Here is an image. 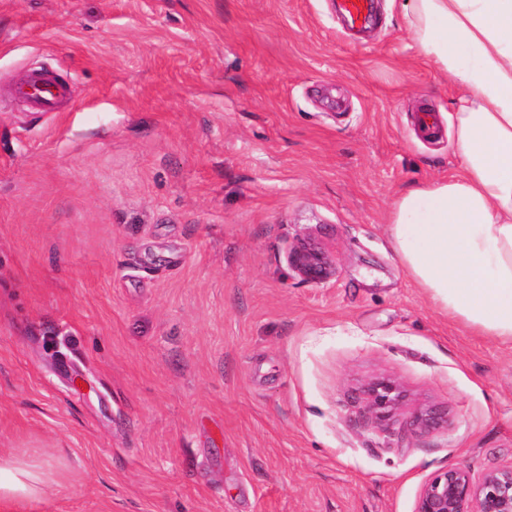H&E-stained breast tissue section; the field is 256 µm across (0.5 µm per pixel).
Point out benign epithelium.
<instances>
[{"label": "benign epithelium", "mask_w": 512, "mask_h": 512, "mask_svg": "<svg viewBox=\"0 0 512 512\" xmlns=\"http://www.w3.org/2000/svg\"><path fill=\"white\" fill-rule=\"evenodd\" d=\"M287 259L303 277L330 274L326 254L310 241L293 245ZM369 394V409L378 418L387 416L401 398L391 382L375 384ZM414 512H512V466L490 470L477 480L464 468H443L422 485Z\"/></svg>", "instance_id": "benign-epithelium-1"}]
</instances>
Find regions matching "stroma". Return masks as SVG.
Wrapping results in <instances>:
<instances>
[{
    "label": "stroma",
    "mask_w": 512,
    "mask_h": 512,
    "mask_svg": "<svg viewBox=\"0 0 512 512\" xmlns=\"http://www.w3.org/2000/svg\"><path fill=\"white\" fill-rule=\"evenodd\" d=\"M37 67L72 101L0 96V455L60 462L38 512H413L512 465V341L390 240L458 170L403 0L359 32L333 0H0V89ZM288 264L303 277H327L330 264L326 254L310 241H301L288 250ZM369 394V409L378 418L386 417L401 398L398 387L391 382L375 384L370 388Z\"/></svg>",
    "instance_id": "stroma-1"
}]
</instances>
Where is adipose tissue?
<instances>
[{
  "instance_id": "adipose-tissue-1",
  "label": "adipose tissue",
  "mask_w": 512,
  "mask_h": 512,
  "mask_svg": "<svg viewBox=\"0 0 512 512\" xmlns=\"http://www.w3.org/2000/svg\"><path fill=\"white\" fill-rule=\"evenodd\" d=\"M420 56L464 88L453 101L459 172L409 190L388 217L418 287L476 331L512 340V0H406ZM59 471L0 456V512L36 508Z\"/></svg>"
}]
</instances>
